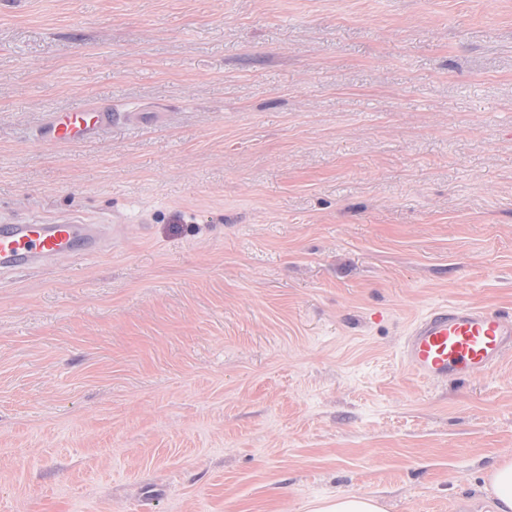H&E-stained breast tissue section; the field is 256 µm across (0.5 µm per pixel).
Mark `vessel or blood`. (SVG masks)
<instances>
[{
    "label": "vessel or blood",
    "instance_id": "1",
    "mask_svg": "<svg viewBox=\"0 0 512 512\" xmlns=\"http://www.w3.org/2000/svg\"><path fill=\"white\" fill-rule=\"evenodd\" d=\"M117 114L92 102L77 111L53 112L39 140L59 147L93 142L111 129ZM92 224H8L0 227V269L33 267L64 252H97ZM512 359V314L490 309L439 304L409 326L401 350L403 365L418 380L464 381L488 373Z\"/></svg>",
    "mask_w": 512,
    "mask_h": 512
}]
</instances>
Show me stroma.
<instances>
[{
  "mask_svg": "<svg viewBox=\"0 0 512 512\" xmlns=\"http://www.w3.org/2000/svg\"><path fill=\"white\" fill-rule=\"evenodd\" d=\"M136 113L88 144L36 129ZM0 512H476L512 361L421 382L431 306L512 313V0H0ZM119 116L112 107L98 102L77 111L51 112L38 132V139L50 147L94 142L112 128ZM95 224H6L0 230V269L31 268L64 252L93 254ZM309 512H385L382 501L367 495H346L312 502Z\"/></svg>",
  "mask_w": 512,
  "mask_h": 512,
  "instance_id": "stroma-1",
  "label": "stroma"
}]
</instances>
